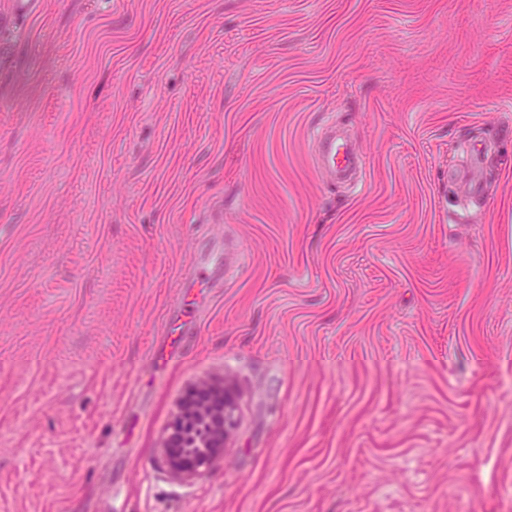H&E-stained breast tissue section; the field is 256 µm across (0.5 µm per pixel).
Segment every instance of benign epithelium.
<instances>
[{"mask_svg": "<svg viewBox=\"0 0 512 512\" xmlns=\"http://www.w3.org/2000/svg\"><path fill=\"white\" fill-rule=\"evenodd\" d=\"M235 409V393L227 383L221 393L211 381L190 391L158 449L174 480L190 482L218 461L235 429Z\"/></svg>", "mask_w": 512, "mask_h": 512, "instance_id": "benign-epithelium-1", "label": "benign epithelium"}]
</instances>
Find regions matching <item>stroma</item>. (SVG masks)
I'll use <instances>...</instances> for the list:
<instances>
[{"label": "stroma", "mask_w": 512, "mask_h": 512, "mask_svg": "<svg viewBox=\"0 0 512 512\" xmlns=\"http://www.w3.org/2000/svg\"><path fill=\"white\" fill-rule=\"evenodd\" d=\"M12 3L0 512H512V0ZM210 379L237 425L186 485L157 450ZM317 154L321 163L336 172H344L354 165V157L344 144H337L336 135L325 133L317 143Z\"/></svg>", "instance_id": "1"}]
</instances>
